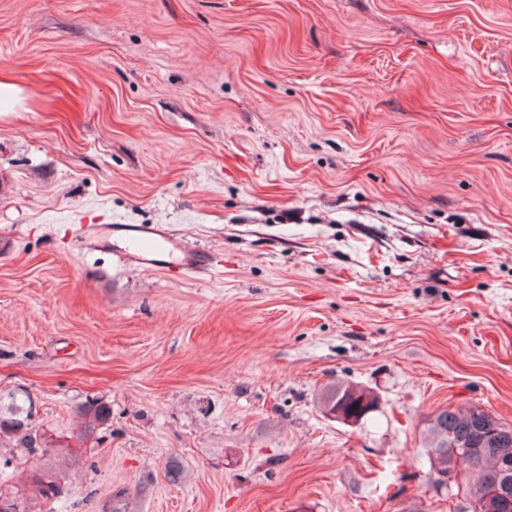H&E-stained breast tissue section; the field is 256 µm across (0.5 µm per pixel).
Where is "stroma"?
I'll use <instances>...</instances> for the list:
<instances>
[{"label":"stroma","instance_id":"obj_1","mask_svg":"<svg viewBox=\"0 0 512 512\" xmlns=\"http://www.w3.org/2000/svg\"><path fill=\"white\" fill-rule=\"evenodd\" d=\"M0 78V390L64 448L18 468L76 512L461 504L426 420L512 427V0H0ZM85 231L98 247H110L113 240L124 242L120 258L134 268L153 269L166 264L169 273L187 278L208 264L205 252L187 247L159 224H90ZM165 256L168 261L163 259ZM347 396L351 399H356V402H354L346 409L349 414L354 413L355 405L361 399L366 397V399H373L375 402H377L376 399H378V396L375 393L357 385L336 384L326 389V391L322 394V407H325L327 410L332 406H336L340 402L341 398ZM77 413L82 419L83 431L88 434L95 433L110 418V408L96 399L87 400L78 407Z\"/></svg>","mask_w":512,"mask_h":512}]
</instances>
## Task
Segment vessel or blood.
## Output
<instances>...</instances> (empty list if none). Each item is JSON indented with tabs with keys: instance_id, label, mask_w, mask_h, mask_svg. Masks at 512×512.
Wrapping results in <instances>:
<instances>
[{
	"instance_id": "obj_1",
	"label": "vessel or blood",
	"mask_w": 512,
	"mask_h": 512,
	"mask_svg": "<svg viewBox=\"0 0 512 512\" xmlns=\"http://www.w3.org/2000/svg\"><path fill=\"white\" fill-rule=\"evenodd\" d=\"M86 233L100 247L122 241L120 257L135 268L163 266L176 277L187 278L208 264L205 252L187 247L181 238L159 224H92L87 226Z\"/></svg>"
}]
</instances>
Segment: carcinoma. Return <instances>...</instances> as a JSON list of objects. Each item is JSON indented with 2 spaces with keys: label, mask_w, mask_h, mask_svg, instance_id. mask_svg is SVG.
Returning <instances> with one entry per match:
<instances>
[{
  "label": "carcinoma",
  "mask_w": 512,
  "mask_h": 512,
  "mask_svg": "<svg viewBox=\"0 0 512 512\" xmlns=\"http://www.w3.org/2000/svg\"><path fill=\"white\" fill-rule=\"evenodd\" d=\"M350 397L378 399L370 390L352 384H336L322 394V406L330 408L337 405L341 398ZM31 401L23 391L0 392V447L21 448L29 455L48 451L50 444L46 434L33 429L31 419ZM77 413L82 419L83 431L95 433L110 418V408L96 399L88 400L78 407ZM432 424L427 427L429 443L426 455L430 468L438 466L453 468L457 462L466 465L469 478L461 487L467 506L455 507V512H500L495 498L476 495L477 489L484 486L488 477L495 473L499 463L501 448H488L482 444L485 430L491 424L509 429L485 411L473 409L466 413L441 409L431 416ZM28 495H9L0 491V512H33L30 504L35 500L53 503L60 494V484L56 477L48 472H33L26 478Z\"/></svg>",
  "instance_id": "obj_1"
}]
</instances>
